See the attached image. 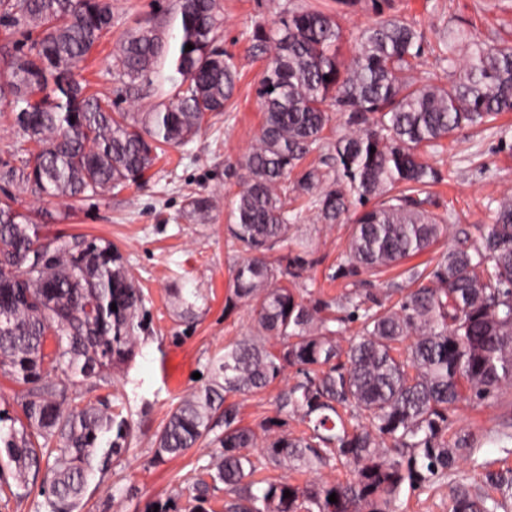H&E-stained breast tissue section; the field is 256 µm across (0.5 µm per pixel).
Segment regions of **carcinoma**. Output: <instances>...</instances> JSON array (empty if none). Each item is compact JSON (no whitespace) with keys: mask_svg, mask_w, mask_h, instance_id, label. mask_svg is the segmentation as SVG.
Instances as JSON below:
<instances>
[{"mask_svg":"<svg viewBox=\"0 0 512 512\" xmlns=\"http://www.w3.org/2000/svg\"><path fill=\"white\" fill-rule=\"evenodd\" d=\"M359 2L336 0L334 13L285 4L274 28L256 23L249 33L252 50L267 55L257 88L263 121L224 236L240 254L226 307H249L252 328L224 346L156 433L155 463L206 440L214 447L192 477L193 494L175 492L158 512H210L220 491L224 512H398L404 488L447 477L477 448L468 435L448 443L449 413L512 385V194L495 200L491 223L474 226L472 245L448 248L430 268L405 265L448 235L447 220L418 199L440 179L425 153L512 112V47L473 41L459 58L458 38L443 39L431 50L435 68L417 80L422 35L394 17L362 28L343 61L340 18ZM176 6L175 51L162 31L141 27L120 36L112 66L129 89L153 84L170 57L180 83L150 111L122 112L78 73L112 30L108 0H0L13 26L37 33L0 68V98L19 107L23 133L18 163L0 162L1 184L73 203L142 187L159 155L224 111L238 69L216 47L219 0ZM336 113L347 133L332 141L325 132ZM314 153L333 160L336 186L322 187ZM213 208L196 193L183 215L205 224ZM301 209L322 224L351 223L331 278L399 266L401 281L333 298L308 289L314 250L289 217ZM170 294L192 325L199 292ZM147 317L145 294L112 244L75 251L41 234L12 195L0 200V375L20 387L21 412L0 410V481L27 489L44 473L48 512H81L89 481L126 453L133 428L124 396L86 401L78 387L125 371ZM290 368L274 415L243 423L230 397L260 394ZM339 465L353 480L300 486L268 475ZM502 508L454 487L453 512Z\"/></svg>","mask_w":512,"mask_h":512,"instance_id":"carcinoma-1","label":"carcinoma"}]
</instances>
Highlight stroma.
I'll return each instance as SVG.
<instances>
[{"label": "stroma", "instance_id": "1", "mask_svg": "<svg viewBox=\"0 0 512 512\" xmlns=\"http://www.w3.org/2000/svg\"><path fill=\"white\" fill-rule=\"evenodd\" d=\"M306 8L335 9L334 0H220L224 18L220 47L232 55L240 78L225 112L210 116L201 133L188 144L169 150L150 171L145 190L126 189L75 205L51 199L48 209L64 212L65 220L45 225L48 235L71 243L92 239L112 243L147 297L149 336L142 343L126 376L111 384L88 380L80 391L96 399L116 392L128 396L127 415L136 437L123 459L111 466L103 484H89L83 512H147L175 491L187 490L196 469L212 452L202 445L163 464L152 462V440L180 397L196 387L197 374L206 373L210 360L224 352L229 341L248 334L247 307L225 311L237 255L224 243V224L239 189L241 167L263 120L255 89L264 61L253 56L248 34L255 22L273 23L285 2ZM112 32L89 56L86 76L92 89L112 94V52L121 34L139 25L160 28L177 37L180 17L174 0H110ZM399 16L412 21L423 36L425 53L415 71L424 76L433 62L432 47L443 33L465 31L476 40L499 38L512 45V0H384L374 11L362 0L341 20L342 59L356 51L355 36L366 24ZM501 128L472 134L458 133L443 150L429 156L442 180L430 190L429 211L447 218L448 241L456 243L462 230L492 221L493 201L512 190V112ZM194 193L211 195L216 208L207 224H190L182 217L184 201ZM300 234L312 237L316 265L306 274L309 288L336 296L348 288L333 274L350 232L346 224H322L305 212L296 220ZM173 288L199 289L198 319L192 327L174 316L169 304ZM512 408V388L484 401L464 406L450 418L449 440L474 435L479 448L458 461L447 479L429 487L404 490L402 512H451L450 486L460 482L483 495L497 496L488 473L512 470V453L492 442V432Z\"/></svg>", "mask_w": 512, "mask_h": 512}]
</instances>
